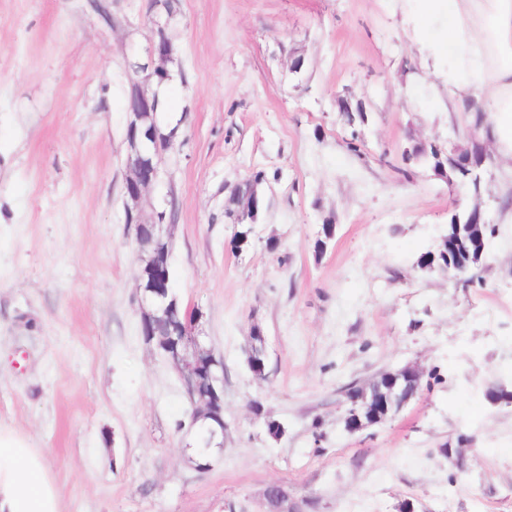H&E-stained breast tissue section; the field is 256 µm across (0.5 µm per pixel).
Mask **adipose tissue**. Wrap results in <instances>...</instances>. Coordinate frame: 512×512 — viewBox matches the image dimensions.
Segmentation results:
<instances>
[{
  "instance_id": "1",
  "label": "adipose tissue",
  "mask_w": 512,
  "mask_h": 512,
  "mask_svg": "<svg viewBox=\"0 0 512 512\" xmlns=\"http://www.w3.org/2000/svg\"><path fill=\"white\" fill-rule=\"evenodd\" d=\"M411 17L429 55L447 62L449 101L481 116L512 156V0H413ZM0 512H61L44 457L2 426Z\"/></svg>"
}]
</instances>
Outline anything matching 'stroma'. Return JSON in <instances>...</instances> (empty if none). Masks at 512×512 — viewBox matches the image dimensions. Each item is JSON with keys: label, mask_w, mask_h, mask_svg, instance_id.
Returning a JSON list of instances; mask_svg holds the SVG:
<instances>
[{"label": "stroma", "mask_w": 512, "mask_h": 512, "mask_svg": "<svg viewBox=\"0 0 512 512\" xmlns=\"http://www.w3.org/2000/svg\"><path fill=\"white\" fill-rule=\"evenodd\" d=\"M99 2L0 0V425L43 454L61 512H262L273 483L312 512H512V404L487 398L512 382V160L492 156L476 194L405 160L470 129L403 0H177L170 17ZM156 20L181 127L144 210L172 207V291L224 360V449L205 470L179 373L140 332L125 222L129 75ZM257 174L266 206L239 248L227 199ZM456 199L493 223L466 286L417 266ZM406 366L418 395L347 432L348 387ZM265 346V336L263 334V331L258 325H253L250 329V336H249V358H248V365L252 372L262 377L264 376L263 366L262 362L256 358L255 354L257 351L264 350Z\"/></svg>", "instance_id": "1"}]
</instances>
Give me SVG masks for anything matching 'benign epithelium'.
Returning <instances> with one entry per match:
<instances>
[{
	"mask_svg": "<svg viewBox=\"0 0 512 512\" xmlns=\"http://www.w3.org/2000/svg\"><path fill=\"white\" fill-rule=\"evenodd\" d=\"M160 41L152 42L148 62L135 65V79L131 80L128 98L127 140L129 152L126 166L129 175L124 185L126 223L134 226L135 241L140 251L148 254L145 261L147 279L140 284L141 330L146 340L170 353L181 376L185 394L192 405L191 422L209 416L215 420L210 429L214 437L224 432V385L219 372L224 365L217 360L211 349L200 339L197 327L202 312L197 309H181L176 296L170 291V273L166 242L162 234L166 212H156L149 220L143 218L139 202L145 190L158 181L160 175L159 151L173 149L177 145L180 124L167 127L161 137L153 134L147 120L158 122L159 94L148 89L152 82L159 84L170 79L167 63L174 52L162 25H157ZM451 169L471 176L475 185L481 184V171L489 156L484 143L470 137L465 149L455 148L449 154ZM442 247L449 265L462 277L484 260L485 244L482 233L474 236H447ZM265 336L261 328L250 329L248 365L252 372L264 376L262 362L256 353L264 350ZM421 374L414 367H406L387 375V391L380 390L373 382L369 388L348 393L350 407L346 411V426L357 431L377 424L390 413L398 411L419 390ZM269 512H305L300 503H288V491L275 483L265 493Z\"/></svg>",
	"mask_w": 512,
	"mask_h": 512,
	"instance_id": "7a95c632",
	"label": "benign epithelium"
}]
</instances>
